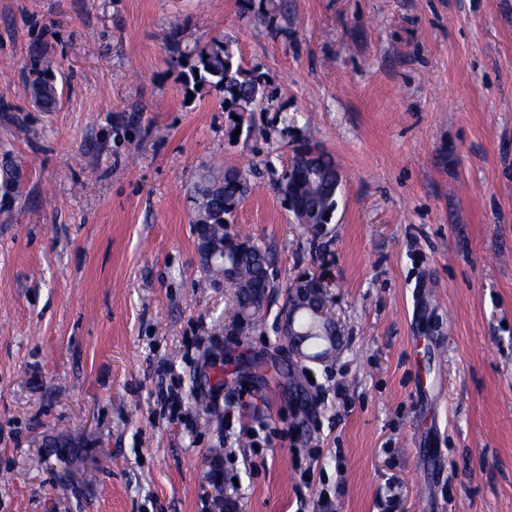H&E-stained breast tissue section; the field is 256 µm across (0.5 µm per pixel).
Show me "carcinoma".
Returning a JSON list of instances; mask_svg holds the SVG:
<instances>
[{
  "instance_id": "obj_1",
  "label": "carcinoma",
  "mask_w": 512,
  "mask_h": 512,
  "mask_svg": "<svg viewBox=\"0 0 512 512\" xmlns=\"http://www.w3.org/2000/svg\"><path fill=\"white\" fill-rule=\"evenodd\" d=\"M253 18L274 29L279 21L288 19V0H247ZM182 68L186 87L193 92H219L224 95L225 111L235 114L240 121L228 129L233 135L238 127L245 125L252 131L253 111L247 109L248 102L259 100L272 106L270 96L252 71L244 68L236 58L232 43L214 39L205 44H194L192 49L176 60ZM38 102V108L52 112L59 105L56 77L51 67L43 70L42 76L32 82L30 89ZM266 171L283 203H292L315 212L316 223L307 225V230L331 223L336 212V162L327 152L320 150L311 154V147L302 148L290 165L277 170L271 160L265 161ZM250 190V171L239 168L208 170L198 175L191 188L193 216L205 219L209 237L218 243L230 241L244 246L242 250H230L223 261L236 267L237 277L232 285L237 288L238 310L232 327L239 322L255 326L261 319V310L269 289L276 283L267 275L271 267L268 254L246 237H234L224 232L226 225L233 223L235 210ZM298 329L302 346L315 355L326 353L333 344L324 320L306 307H298Z\"/></svg>"
}]
</instances>
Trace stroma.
I'll return each mask as SVG.
<instances>
[{"label": "stroma", "instance_id": "35a3bbf8", "mask_svg": "<svg viewBox=\"0 0 512 512\" xmlns=\"http://www.w3.org/2000/svg\"><path fill=\"white\" fill-rule=\"evenodd\" d=\"M230 39L277 93L229 143L181 44ZM48 49L61 91L27 95ZM343 174L298 224L264 171L298 146ZM0 512H512V0H0ZM254 167L231 234L278 272L263 324L199 257L190 189ZM324 277L334 354L297 364L288 285ZM233 410L225 424V410ZM253 18L269 28H277L280 20L288 19V0H246Z\"/></svg>", "mask_w": 512, "mask_h": 512}]
</instances>
